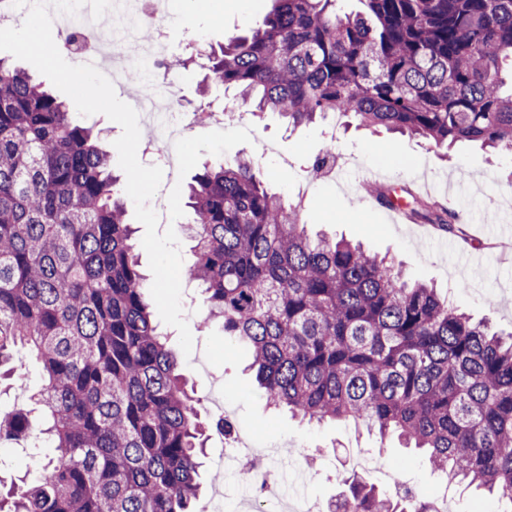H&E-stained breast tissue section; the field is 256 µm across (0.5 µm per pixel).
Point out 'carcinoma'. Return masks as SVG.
Listing matches in <instances>:
<instances>
[{"instance_id": "obj_1", "label": "carcinoma", "mask_w": 512, "mask_h": 512, "mask_svg": "<svg viewBox=\"0 0 512 512\" xmlns=\"http://www.w3.org/2000/svg\"><path fill=\"white\" fill-rule=\"evenodd\" d=\"M248 37L190 57L288 128L328 115L438 150L512 151V0H274ZM188 277L207 317L248 343L270 405L309 423L395 432L433 470L512 512V339L361 246L310 238L260 163L204 165L189 186ZM412 216L466 239L446 208ZM110 155L43 83L0 58V367L29 348L44 382L0 419V443L49 447L0 512H193L206 440L142 297ZM327 512H413L354 476Z\"/></svg>"}]
</instances>
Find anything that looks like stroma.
<instances>
[{"label": "stroma", "mask_w": 512, "mask_h": 512, "mask_svg": "<svg viewBox=\"0 0 512 512\" xmlns=\"http://www.w3.org/2000/svg\"><path fill=\"white\" fill-rule=\"evenodd\" d=\"M272 7L273 0H169L172 39L180 41L191 32L217 48L245 34ZM223 127L250 128L251 143L233 147L230 156H260L273 191L299 207L310 232L323 231L388 256L401 264L409 281L435 285L473 320L487 318L497 329L512 331V204L502 197L503 188L512 185V153L461 145L445 154L419 138L387 130L374 134L328 119L291 132L271 112L227 120ZM331 137L341 164L333 173L314 177L306 167ZM267 142L276 145V153L263 154ZM376 187L448 203L465 223L468 241L420 221L390 222L388 207L372 193ZM196 300L192 291L181 298L193 336L191 354L181 349L176 328L161 327L181 372L204 401L208 423L224 424L223 434L208 436L201 470L204 489L195 512H209L217 492L237 497L236 485L222 484L215 474L218 460L231 450L229 435L239 427L248 432L253 447L272 449V464L283 470L284 490L291 495L329 503L343 490L340 475H353L356 460L364 455L417 490L447 486L456 512L479 507L495 512L493 498L446 483L422 454L401 448L396 437L379 439L351 421L307 424L269 408L245 370L247 347L225 336L220 323H204L190 311ZM14 366L12 380L0 386V412L26 407L29 395L42 385L28 349L16 350Z\"/></svg>", "instance_id": "35a3bbf8"}]
</instances>
